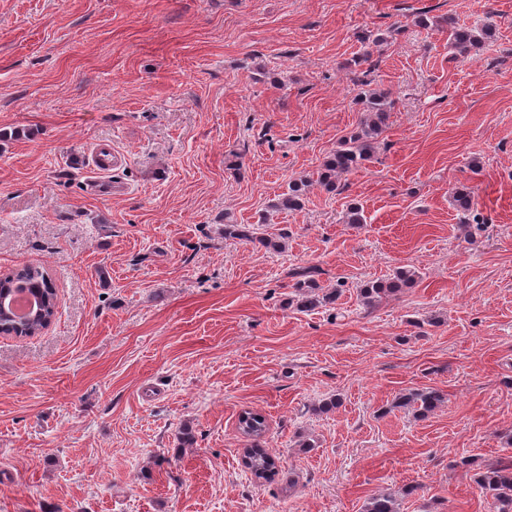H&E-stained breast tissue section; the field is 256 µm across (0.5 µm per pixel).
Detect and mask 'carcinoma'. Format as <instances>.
Wrapping results in <instances>:
<instances>
[{
    "instance_id": "1",
    "label": "carcinoma",
    "mask_w": 512,
    "mask_h": 512,
    "mask_svg": "<svg viewBox=\"0 0 512 512\" xmlns=\"http://www.w3.org/2000/svg\"><path fill=\"white\" fill-rule=\"evenodd\" d=\"M448 26V44L459 55H467L480 43V35L473 29L457 26L452 21L445 22ZM366 112L365 118L348 136L341 139L336 150L328 155L311 177H303L288 183V191L281 195L277 209L296 210L303 206L306 188L313 184L319 185L328 192L336 190L340 177L359 169L369 161L376 149L377 139L389 119L390 100L388 93L372 91L359 97ZM224 237L258 243L261 246L279 250L282 244L272 237L259 235L253 224H235L227 221L224 224ZM18 284V289L39 292L45 299V317L53 318L56 313V292L51 277L45 271L32 265H25L10 271ZM415 281V271L399 268L395 273L381 280L370 281L359 290L360 300L368 308L378 306L383 300L395 295ZM298 296L297 307L300 310H312L318 307L333 305L341 296L336 288L325 291L320 288L311 273L294 284ZM441 402V395L435 390H416L403 394L395 403L397 407H412L420 415L433 411ZM242 432L251 439L260 440L267 430L266 419L259 413H246L239 420ZM246 464L252 473L266 478L275 474L277 464L275 458L266 449L254 445L247 454ZM475 482L481 491L493 499L497 512H512V464L488 465L476 473ZM364 512H398V499L393 492H380L371 496Z\"/></svg>"
}]
</instances>
